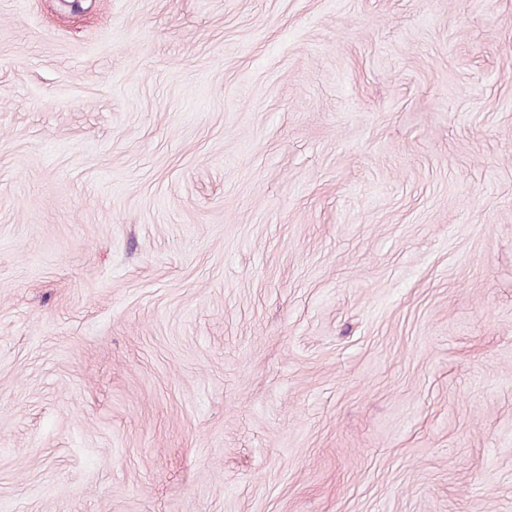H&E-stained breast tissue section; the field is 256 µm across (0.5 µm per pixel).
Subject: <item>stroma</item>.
<instances>
[{"label":"stroma","mask_w":512,"mask_h":512,"mask_svg":"<svg viewBox=\"0 0 512 512\" xmlns=\"http://www.w3.org/2000/svg\"><path fill=\"white\" fill-rule=\"evenodd\" d=\"M0 512H512V0H0Z\"/></svg>","instance_id":"obj_1"}]
</instances>
